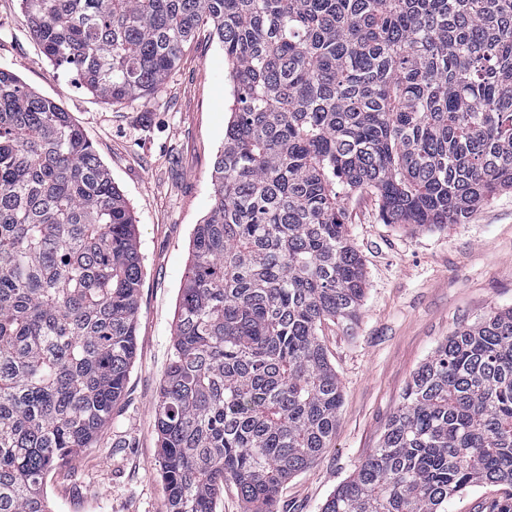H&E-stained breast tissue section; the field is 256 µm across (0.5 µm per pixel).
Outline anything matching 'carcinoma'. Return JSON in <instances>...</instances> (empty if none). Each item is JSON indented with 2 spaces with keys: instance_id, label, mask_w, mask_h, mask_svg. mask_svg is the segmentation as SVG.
<instances>
[{
  "instance_id": "obj_1",
  "label": "carcinoma",
  "mask_w": 512,
  "mask_h": 512,
  "mask_svg": "<svg viewBox=\"0 0 512 512\" xmlns=\"http://www.w3.org/2000/svg\"><path fill=\"white\" fill-rule=\"evenodd\" d=\"M43 55L103 100L147 99L209 27L234 108L196 225L154 407L168 512H276L330 447L321 338L366 273L344 200L386 224H461L512 190V0H21ZM134 218L69 113L0 67V512H52L49 470L90 448L136 352ZM512 502V308L446 338L378 448L322 512ZM498 486H473L448 504V512H483L481 505L486 499L501 495Z\"/></svg>"
}]
</instances>
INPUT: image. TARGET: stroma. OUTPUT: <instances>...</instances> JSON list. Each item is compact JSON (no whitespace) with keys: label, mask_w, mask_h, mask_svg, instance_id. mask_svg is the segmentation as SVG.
<instances>
[{"label":"stroma","mask_w":512,"mask_h":512,"mask_svg":"<svg viewBox=\"0 0 512 512\" xmlns=\"http://www.w3.org/2000/svg\"><path fill=\"white\" fill-rule=\"evenodd\" d=\"M54 99L83 130L135 216L143 265L136 354L124 395L97 442L46 475L54 512H167L154 405L167 374L180 288L196 224L211 206V171L233 102L216 36L186 46L165 86L109 103L56 68L33 40L21 0H0V67ZM367 289L352 328L325 325L343 389L336 435L284 485L277 512H321L377 448L417 368L457 328L512 307V191L463 224L383 223L376 198L344 202Z\"/></svg>","instance_id":"1"}]
</instances>
